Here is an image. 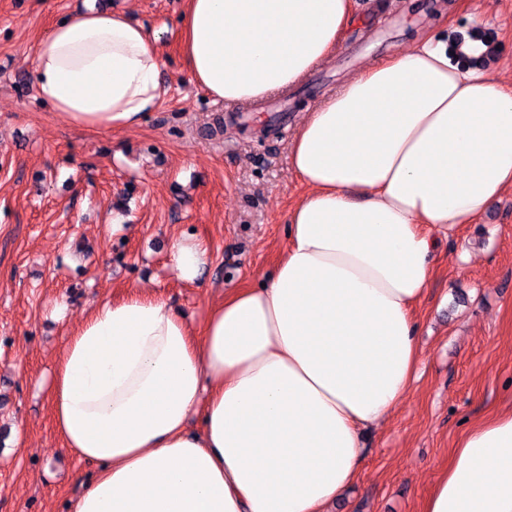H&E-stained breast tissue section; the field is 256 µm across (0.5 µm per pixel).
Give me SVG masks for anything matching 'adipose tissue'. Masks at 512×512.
<instances>
[{"instance_id":"adipose-tissue-1","label":"adipose tissue","mask_w":512,"mask_h":512,"mask_svg":"<svg viewBox=\"0 0 512 512\" xmlns=\"http://www.w3.org/2000/svg\"><path fill=\"white\" fill-rule=\"evenodd\" d=\"M353 16L352 0H184L189 81L261 101L326 61ZM159 42L73 11L34 48L38 96L77 128L135 127L167 94ZM290 158L309 191L262 284L226 289L198 327L142 285L69 338L56 428L97 465L70 512H327L363 431L411 388L437 233L512 192V85L426 37L305 113ZM208 256L179 238L170 263L193 282ZM422 512H512V407L465 434Z\"/></svg>"}]
</instances>
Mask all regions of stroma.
Returning <instances> with one entry per match:
<instances>
[{
	"label": "stroma",
	"instance_id": "1",
	"mask_svg": "<svg viewBox=\"0 0 512 512\" xmlns=\"http://www.w3.org/2000/svg\"><path fill=\"white\" fill-rule=\"evenodd\" d=\"M183 6L0 0V512H66L96 469L63 448L50 391L94 306L147 284L196 322L225 289L257 284L281 259L289 210L306 192L289 159L305 112L422 34L481 37L491 69L512 76V0H355L333 55L299 84L254 104H215L188 81ZM88 7L163 31L169 93L136 128L78 129L37 95L36 43ZM179 236L209 246L198 282L171 271ZM416 317L412 388L367 434L362 469L331 512H422L464 432L512 404V193L479 223L439 235Z\"/></svg>",
	"mask_w": 512,
	"mask_h": 512
}]
</instances>
